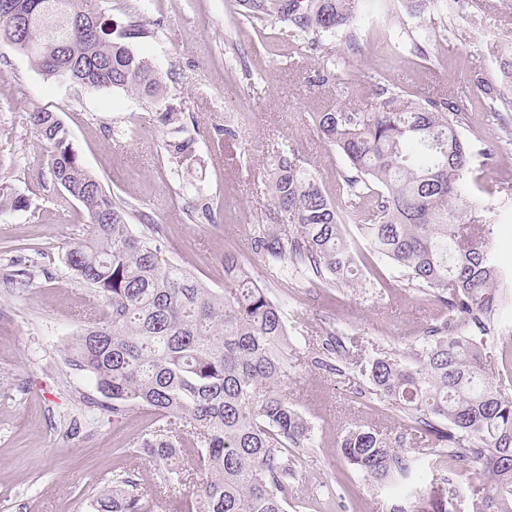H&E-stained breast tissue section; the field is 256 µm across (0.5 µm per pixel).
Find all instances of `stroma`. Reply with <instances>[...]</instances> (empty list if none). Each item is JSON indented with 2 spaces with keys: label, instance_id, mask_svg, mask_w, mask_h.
<instances>
[{
  "label": "stroma",
  "instance_id": "1",
  "mask_svg": "<svg viewBox=\"0 0 512 512\" xmlns=\"http://www.w3.org/2000/svg\"><path fill=\"white\" fill-rule=\"evenodd\" d=\"M118 25L138 20L144 37L131 40L162 75L159 95L118 89L88 90L47 78L21 53L0 62V178L27 195L26 211L0 213V275L27 269L29 287L0 282V512H94L97 495L127 469L125 450L141 437L148 416L122 421L85 407L97 391L86 372L68 366L63 349L90 299L62 262L83 235L79 205L51 181L45 144L27 114L58 112L71 130L82 164L107 192L154 216L165 229L163 256L197 273L210 287L224 286L222 261L234 249L247 256L253 277L286 304L297 347L296 371L283 390L313 424L317 444L296 461L297 493L305 512H389L390 500L337 455L336 440L353 424L401 428L399 414L366 393L362 368L372 359L407 350L435 313L388 273V288L325 291L290 297L248 250V231L270 206L264 172L274 148L300 153L317 171L330 198L343 205L335 148L313 132L310 115L347 103L370 107L378 83L419 97L466 95L471 70L498 78L499 46L512 43V0H467L432 36L405 0H379L359 13L362 50L352 55L341 37H327L318 54L295 49L280 22L250 23L239 0H102ZM428 38V59L407 51L410 35ZM343 55L340 84L314 87L320 54ZM182 116L195 159L168 161L161 143L171 129L161 113ZM233 124L235 140H218L213 127ZM117 137H108V130ZM211 198L210 219L190 221L189 190ZM333 328L346 350L336 372L314 365L317 332ZM488 356V372L512 398V305L495 331L472 337ZM155 512H183L188 484H164L151 466L140 469Z\"/></svg>",
  "mask_w": 512,
  "mask_h": 512
}]
</instances>
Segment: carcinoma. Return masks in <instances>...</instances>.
<instances>
[{"instance_id": "obj_1", "label": "carcinoma", "mask_w": 512, "mask_h": 512, "mask_svg": "<svg viewBox=\"0 0 512 512\" xmlns=\"http://www.w3.org/2000/svg\"><path fill=\"white\" fill-rule=\"evenodd\" d=\"M242 2L247 21L276 18L308 52L321 48L322 37L339 35L351 53L361 50L351 27L361 0ZM8 8L27 23L16 42L0 39L1 56L17 51L43 74L90 90L152 94L160 87L155 66L129 45L147 34L143 23L119 31L97 0H0V32ZM345 65L343 56H324L313 81L334 80ZM470 87V97L414 99L379 85L369 110L340 104L311 115L316 134L345 160L339 195L369 253L440 309L410 353L375 358L362 372L373 393L403 416L404 432L356 424L337 441L348 464L391 496L390 512H450L460 495L446 476L453 458L472 464L470 512H512V399L497 390L469 336L494 329L512 292L490 246L486 214L493 208L466 185L474 155L495 161L512 128L502 123L498 142L463 136L474 130L473 99L497 116L512 112V97L480 70ZM28 118L46 143L51 180L86 215V234L64 263L94 292L99 315L70 337L66 361L90 375L115 421L135 408L152 417L129 470L96 499L95 512H154L153 499L139 489L145 461L166 483H193L188 512L296 507L295 461L316 435L280 389L295 367L285 303L237 252L224 253L222 289L162 258L163 226L132 230L136 210L81 164L59 114L38 107ZM192 144L172 138L162 148L178 165L190 161ZM267 188L271 206L265 223L253 225L250 247L281 287L294 296L308 285L383 287L380 273L361 277L364 254L348 239L322 178L298 153L277 152ZM29 208L26 196L0 185V213ZM344 353L327 331L315 363L330 367ZM418 438L431 441L424 486L415 480L419 458L405 448Z\"/></svg>"}]
</instances>
